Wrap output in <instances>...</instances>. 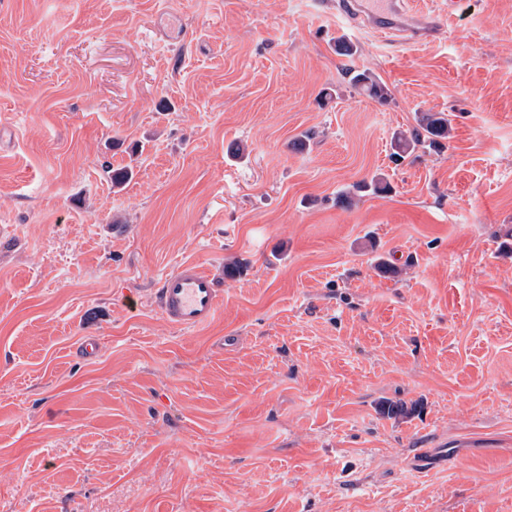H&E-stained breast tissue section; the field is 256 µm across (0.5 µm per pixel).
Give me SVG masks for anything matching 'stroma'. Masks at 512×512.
<instances>
[{"mask_svg": "<svg viewBox=\"0 0 512 512\" xmlns=\"http://www.w3.org/2000/svg\"><path fill=\"white\" fill-rule=\"evenodd\" d=\"M446 26L0 0V512H512V0ZM186 260L240 269L196 331ZM351 87L380 102L387 101L391 94L385 83L375 74L367 71L351 72ZM418 127L413 129L410 136H396L394 141L393 158L400 161L411 156L416 148L429 142V145L438 143V139L448 138L451 131V122L443 112H421L417 117ZM156 301L167 325L195 330L215 320L224 294L214 273L195 262H184L161 278Z\"/></svg>", "mask_w": 512, "mask_h": 512, "instance_id": "35a3bbf8", "label": "stroma"}]
</instances>
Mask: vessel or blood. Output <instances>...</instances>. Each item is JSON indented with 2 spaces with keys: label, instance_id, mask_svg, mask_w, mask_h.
Here are the masks:
<instances>
[{
  "label": "vessel or blood",
  "instance_id": "obj_1",
  "mask_svg": "<svg viewBox=\"0 0 512 512\" xmlns=\"http://www.w3.org/2000/svg\"><path fill=\"white\" fill-rule=\"evenodd\" d=\"M336 11L383 39L405 44L436 40L445 31L442 14L411 11L407 0H336ZM156 301L167 325L195 330L215 320L224 294L214 273L185 262L161 278Z\"/></svg>",
  "mask_w": 512,
  "mask_h": 512
}]
</instances>
